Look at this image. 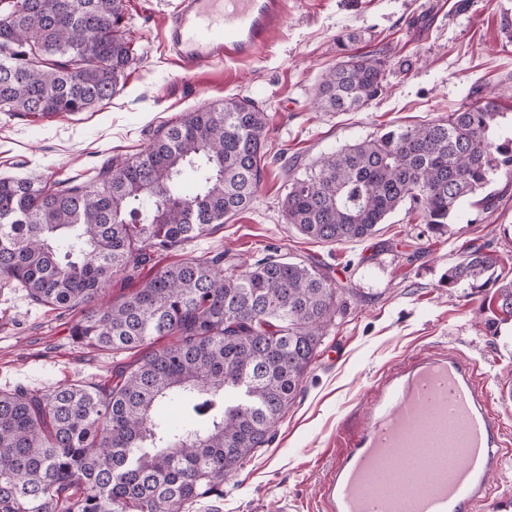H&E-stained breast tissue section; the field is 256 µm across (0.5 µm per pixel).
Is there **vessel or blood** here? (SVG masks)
I'll return each mask as SVG.
<instances>
[{
  "mask_svg": "<svg viewBox=\"0 0 512 512\" xmlns=\"http://www.w3.org/2000/svg\"><path fill=\"white\" fill-rule=\"evenodd\" d=\"M285 14V0H176L165 48L185 73L248 59ZM501 428L474 365L447 351L409 356L379 379L320 487V510L477 512L503 456Z\"/></svg>",
  "mask_w": 512,
  "mask_h": 512,
  "instance_id": "vessel-or-blood-1",
  "label": "vessel or blood"
}]
</instances>
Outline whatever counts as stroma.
<instances>
[{"label": "stroma", "mask_w": 512, "mask_h": 512, "mask_svg": "<svg viewBox=\"0 0 512 512\" xmlns=\"http://www.w3.org/2000/svg\"><path fill=\"white\" fill-rule=\"evenodd\" d=\"M175 0H123L122 28L137 47L112 99L85 112L35 120L0 112V177L36 171L67 183L91 182L101 165L144 150L157 129L234 95L267 112V159L252 206L208 235L164 253L156 265L118 275L107 301L129 296L156 267L223 254L225 263L280 255L329 265L349 293L347 313L323 336L301 394L258 449L224 480V495L196 512H319V487L353 429L373 384L419 350L453 351L475 366L502 420L504 455L478 512H512V325L490 336V289L448 288L442 276L469 245L492 241L498 271L512 278V188L494 176L484 194L465 198L446 233L432 232L406 208L371 238L317 243L286 224L284 169L306 167L335 149L387 128L446 118L462 104L499 96L512 109V0H287L283 25L260 55L223 61L194 75L175 67L163 44ZM360 34L340 49L337 36ZM388 57L382 96L356 112H326L315 91L343 52ZM496 208L484 215L482 197ZM76 314L33 302L24 289L0 288V389L35 391L101 384L113 354L76 342Z\"/></svg>", "instance_id": "1"}]
</instances>
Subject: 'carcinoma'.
<instances>
[{"mask_svg":"<svg viewBox=\"0 0 512 512\" xmlns=\"http://www.w3.org/2000/svg\"><path fill=\"white\" fill-rule=\"evenodd\" d=\"M121 20L122 0H0V112L49 117L111 100L135 60ZM386 65L373 52L343 56L317 103L364 108L382 95ZM505 115L486 98L327 153L289 176L282 216L341 244L371 237L406 204L441 232L492 175L512 176V135L491 136ZM267 126L255 101L231 98L184 113L90 183L0 178V285L79 313L78 342L134 355L105 385L0 390V512H186L224 495V477L269 442L347 311L325 265L190 258L104 301L114 275L253 203ZM444 280L494 289L490 335L512 320V279L489 245H471ZM165 336L176 341L153 347Z\"/></svg>","mask_w":512,"mask_h":512,"instance_id":"obj_1","label":"carcinoma"}]
</instances>
